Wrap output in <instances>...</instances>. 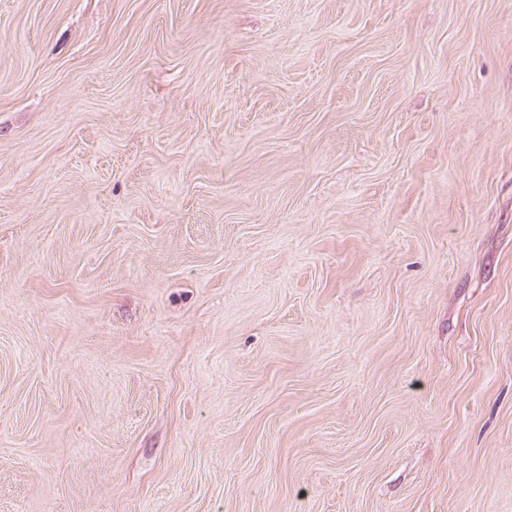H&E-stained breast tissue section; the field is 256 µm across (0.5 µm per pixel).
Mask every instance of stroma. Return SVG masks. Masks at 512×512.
Listing matches in <instances>:
<instances>
[{
    "label": "stroma",
    "instance_id": "1",
    "mask_svg": "<svg viewBox=\"0 0 512 512\" xmlns=\"http://www.w3.org/2000/svg\"><path fill=\"white\" fill-rule=\"evenodd\" d=\"M0 512H512V0H0Z\"/></svg>",
    "mask_w": 512,
    "mask_h": 512
}]
</instances>
